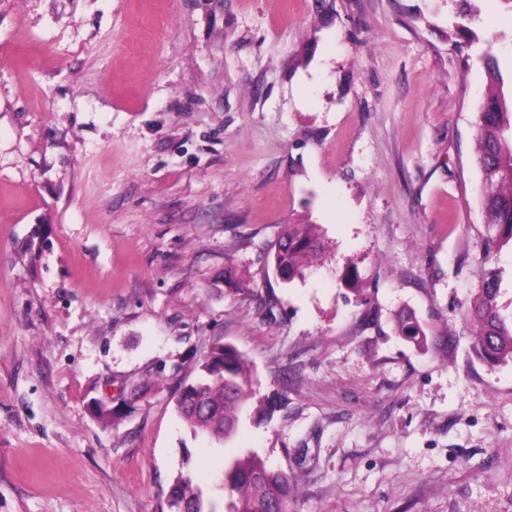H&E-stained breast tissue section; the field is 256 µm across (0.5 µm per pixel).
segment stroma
<instances>
[{
  "mask_svg": "<svg viewBox=\"0 0 512 512\" xmlns=\"http://www.w3.org/2000/svg\"><path fill=\"white\" fill-rule=\"evenodd\" d=\"M471 8L0 0V512H169L241 448L295 476L291 512H512V363L466 317L480 57L512 84V11ZM288 224L324 250L286 283ZM218 342L257 378L220 455L176 410ZM396 330L399 335L417 344L425 340V334L419 322L409 313H402L397 317ZM171 512H217L214 505L205 510L204 493L194 483L191 474H180L172 483L169 491Z\"/></svg>",
  "mask_w": 512,
  "mask_h": 512,
  "instance_id": "35a3bbf8",
  "label": "stroma"
}]
</instances>
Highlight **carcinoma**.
Here are the masks:
<instances>
[{
    "mask_svg": "<svg viewBox=\"0 0 512 512\" xmlns=\"http://www.w3.org/2000/svg\"><path fill=\"white\" fill-rule=\"evenodd\" d=\"M490 86L501 84L499 61L490 51L481 57ZM477 162L482 172V201L487 216V236L481 263V280L469 316L477 325L474 350L489 364L512 363V311L498 301L500 275L490 264L493 251L512 242V113L504 92H492L475 115ZM311 224H287L270 249L273 269L288 280L304 278L318 241ZM399 335L418 344L425 334L409 313L397 317ZM254 373L247 358L230 344L216 345L200 364V373L184 386L177 409L196 433L221 442L238 427L239 414L254 395ZM224 500L225 512H289L293 503V479L268 464L248 448L224 461V471L212 487ZM171 512L205 510L204 493L190 474L179 475L169 491Z\"/></svg>",
    "mask_w": 512,
    "mask_h": 512,
    "instance_id": "obj_1",
    "label": "carcinoma"
}]
</instances>
